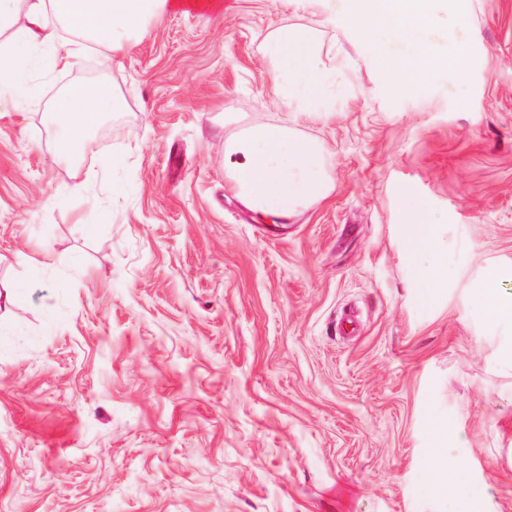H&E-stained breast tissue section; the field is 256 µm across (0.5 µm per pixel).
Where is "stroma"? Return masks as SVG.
<instances>
[{
  "label": "stroma",
  "mask_w": 512,
  "mask_h": 512,
  "mask_svg": "<svg viewBox=\"0 0 512 512\" xmlns=\"http://www.w3.org/2000/svg\"><path fill=\"white\" fill-rule=\"evenodd\" d=\"M448 12L466 70L416 86L323 0H223L148 19L106 67L29 63L0 112V512H512V325L475 308L488 270L512 292V0ZM283 25L343 66L335 112L293 125L332 189L287 220L224 175L227 136L285 116ZM98 68L112 134L58 161L52 110ZM437 448L459 485L433 482Z\"/></svg>",
  "instance_id": "1"
}]
</instances>
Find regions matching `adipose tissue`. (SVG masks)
Returning <instances> with one entry per match:
<instances>
[{
	"instance_id": "adipose-tissue-1",
	"label": "adipose tissue",
	"mask_w": 512,
	"mask_h": 512,
	"mask_svg": "<svg viewBox=\"0 0 512 512\" xmlns=\"http://www.w3.org/2000/svg\"><path fill=\"white\" fill-rule=\"evenodd\" d=\"M26 4L24 25H17L19 4ZM221 0H0V31L11 30L0 55L21 58L34 47L53 50L57 66L67 67L84 50L85 40L114 49L141 30L148 18L172 11L209 13ZM332 12L351 27L405 44L399 55H381L390 79L409 84L426 82L440 70H464L460 37L464 17L442 20L440 0H333ZM267 81L274 100L313 117L336 110V64L323 60L324 46L311 32L295 26L275 29L268 40ZM316 72H309V64ZM109 95L74 90L61 98L54 119L64 134L56 155L66 159L113 111ZM225 176L236 195L253 212L287 219L326 198L331 190L327 157L320 142L301 139L287 124L243 129L225 145ZM477 306L492 324L512 323V297L503 296L499 272H489L479 290Z\"/></svg>"
}]
</instances>
